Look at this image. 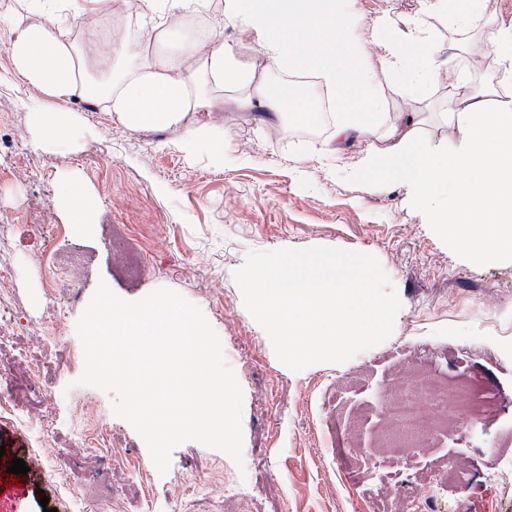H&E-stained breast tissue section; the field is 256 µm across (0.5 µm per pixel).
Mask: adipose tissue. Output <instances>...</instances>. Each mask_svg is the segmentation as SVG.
Wrapping results in <instances>:
<instances>
[{"instance_id": "obj_1", "label": "adipose tissue", "mask_w": 512, "mask_h": 512, "mask_svg": "<svg viewBox=\"0 0 512 512\" xmlns=\"http://www.w3.org/2000/svg\"><path fill=\"white\" fill-rule=\"evenodd\" d=\"M349 0H225L227 16L254 37L266 70L313 73L335 95L341 118L324 151L340 153L349 141L365 144L363 170L386 169L406 184L427 223L462 224L464 241L478 256L512 257V100L487 106L483 75L449 63L445 69L413 68L409 61L427 31L415 25L407 35L379 40L384 18L367 19L350 11ZM420 12L446 20L458 38H474L497 50L512 43V28L487 13L483 0H419ZM206 0H142L143 22L136 38L114 41L109 64L93 76L89 47L98 45V22L116 15V0H25L43 23L22 24L15 12L0 8V29L11 36L7 51L14 76L42 91L47 108L34 114L41 132L65 133L76 115L63 100L90 96L105 102L126 128L165 127L193 116L206 129L215 94L233 91L240 105L269 116L288 109L287 88H271L242 61L235 44L213 43L200 50L197 40L179 49L167 44L180 20ZM405 74L409 86L443 84L455 113L466 117L465 133L453 151H438L420 141L417 115L405 112L386 130L393 145L379 154L373 116L381 107L380 80ZM438 186L450 189L448 203L433 201Z\"/></svg>"}]
</instances>
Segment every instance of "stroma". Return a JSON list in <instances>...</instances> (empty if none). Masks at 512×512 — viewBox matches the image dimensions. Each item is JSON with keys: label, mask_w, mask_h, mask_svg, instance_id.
Wrapping results in <instances>:
<instances>
[{"label": "stroma", "mask_w": 512, "mask_h": 512, "mask_svg": "<svg viewBox=\"0 0 512 512\" xmlns=\"http://www.w3.org/2000/svg\"><path fill=\"white\" fill-rule=\"evenodd\" d=\"M355 11L390 18L404 30L422 24L426 64L453 51L446 23L418 12L417 0H354ZM212 37L238 44L243 61L259 64L256 44L224 15V0L200 13ZM0 31V366L17 348L57 358L39 373L11 369L0 396L24 415L0 424V494L13 458H27L40 435L56 470L19 475L24 493L13 512H512L497 478L512 465V258L479 257L455 225L426 223L408 188L389 173L361 169L365 147L323 151L324 138L296 131L280 136L290 113L266 120L242 110L232 93L197 131L192 118L132 131L100 101L70 100L77 121L67 132L38 139L34 112L43 100L12 74ZM460 65L485 74L497 98L512 97V64L485 47ZM380 124L397 112L425 115L431 147L450 150L460 121L448 120V89L406 94L400 78L381 84ZM198 134L195 151L184 141ZM224 143L216 159L210 140ZM79 190L95 205L83 231L70 224L63 199ZM313 245L374 255L402 304L384 343L344 363L322 362L294 372L281 363L265 330L246 309L233 280L250 252ZM82 262L77 280L49 287L53 254ZM146 263L143 275L120 271L124 254ZM136 301L170 288L197 305L218 334L243 391V448L236 465L195 441L177 446L159 473L135 429L116 417L111 397L77 385L84 368L76 323L99 282ZM449 380L468 376L494 394L490 420L457 424L394 461L378 445L390 429L386 403L393 383L410 389L416 368ZM89 402L109 427L120 458L110 481L77 490L75 469L99 466L79 438L71 408ZM465 462L461 483L448 482V463ZM48 505H41V497Z\"/></svg>", "instance_id": "35a3bbf8"}]
</instances>
